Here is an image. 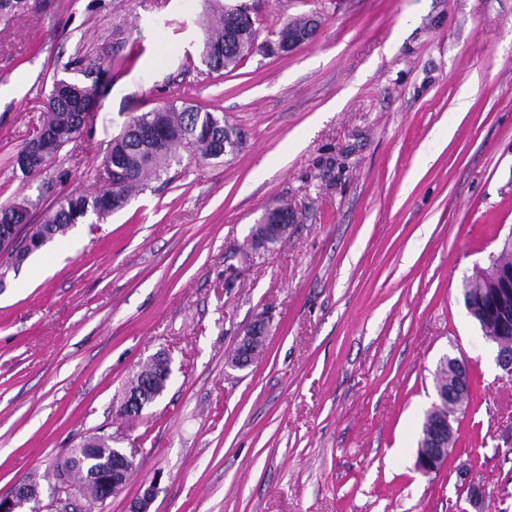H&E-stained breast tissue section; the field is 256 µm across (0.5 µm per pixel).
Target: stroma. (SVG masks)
Masks as SVG:
<instances>
[{"label": "stroma", "mask_w": 512, "mask_h": 512, "mask_svg": "<svg viewBox=\"0 0 512 512\" xmlns=\"http://www.w3.org/2000/svg\"><path fill=\"white\" fill-rule=\"evenodd\" d=\"M267 40L316 17L294 51L207 73L203 0H26L0 7V203L103 185L112 136L177 99L223 116L242 149L184 157L107 220L88 217L0 284V493L97 431L140 448L100 512H512V380L462 281L512 232V0H246ZM99 65L77 143L23 177L54 79ZM471 105L460 111L461 96ZM297 219L247 248L264 210ZM262 357L228 367L259 315ZM173 358L161 399L117 409L132 373ZM473 399L437 473L414 467L444 356Z\"/></svg>", "instance_id": "35a3bbf8"}]
</instances>
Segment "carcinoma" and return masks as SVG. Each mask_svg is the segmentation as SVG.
<instances>
[{"label": "carcinoma", "mask_w": 512, "mask_h": 512, "mask_svg": "<svg viewBox=\"0 0 512 512\" xmlns=\"http://www.w3.org/2000/svg\"><path fill=\"white\" fill-rule=\"evenodd\" d=\"M213 19L207 25L205 38L199 47L201 63L210 72L232 71L246 57L253 54L263 56L274 55L273 45L288 42V31L302 27L306 19H296L286 23L274 32L275 39L264 42L257 41V29L250 24L240 23L242 6L223 4L221 0H208ZM76 85V82L59 79L58 86L52 87L47 96L44 108L46 120L43 128L50 132H60L64 138L53 148L58 154L62 148L74 143L79 138L76 130L80 124L79 113L71 107L64 89ZM133 126L114 136L110 141L103 160V172L109 179L107 187L93 197L87 195H71L65 203L45 215L40 224H30L22 241L24 249L34 252L56 236L64 234L78 219L93 213L104 218L125 207L129 197L144 190L147 181L159 180L168 174L174 166L181 165L178 150L187 151L190 156L199 160L210 161L222 158L217 153V143L227 142L232 150L237 151L243 144V136L235 129L224 125V119L213 112L203 110L185 102L175 101L144 112L132 120ZM123 164V175L112 177L109 166L113 158ZM268 220L262 216L253 225L250 236L259 239V247L269 249L281 242L277 236L267 232ZM463 293L471 300V317L479 324L483 335L488 339H503L512 342V322H503L488 309L485 292L487 282L466 278L462 282ZM154 384L144 390L151 396L167 387L166 372L163 360H157L151 367ZM459 364L455 357H445L440 361L436 376V394L447 395L458 375ZM458 409L442 404L439 408H431L424 417L421 432L417 440L416 455L429 447V436L433 425L437 422L436 415L447 414L456 417ZM83 448L95 449V459H87L84 452L73 453L69 465L54 472L55 484L66 489L71 486L72 478L81 476L79 493L87 504L102 503L111 493L107 491L110 481L112 463V435L97 434L84 440Z\"/></svg>", "instance_id": "carcinoma-1"}]
</instances>
